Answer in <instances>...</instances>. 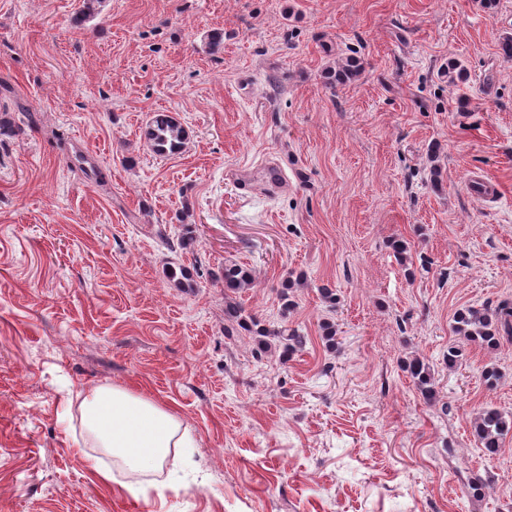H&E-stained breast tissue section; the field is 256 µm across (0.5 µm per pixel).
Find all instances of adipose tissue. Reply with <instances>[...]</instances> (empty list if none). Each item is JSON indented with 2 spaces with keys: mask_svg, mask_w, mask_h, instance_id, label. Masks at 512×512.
Listing matches in <instances>:
<instances>
[{
  "mask_svg": "<svg viewBox=\"0 0 512 512\" xmlns=\"http://www.w3.org/2000/svg\"><path fill=\"white\" fill-rule=\"evenodd\" d=\"M77 399L81 422L95 446L133 474V481L122 485L131 495L144 496L149 491L137 482V474L160 472L171 449L195 445L191 428L145 393L100 386L78 394Z\"/></svg>",
  "mask_w": 512,
  "mask_h": 512,
  "instance_id": "1",
  "label": "adipose tissue"
}]
</instances>
